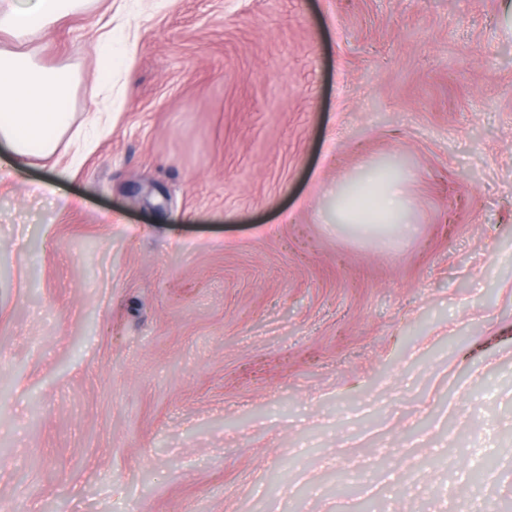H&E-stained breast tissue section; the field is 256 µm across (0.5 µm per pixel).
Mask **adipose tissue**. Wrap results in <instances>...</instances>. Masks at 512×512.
<instances>
[{
  "mask_svg": "<svg viewBox=\"0 0 512 512\" xmlns=\"http://www.w3.org/2000/svg\"><path fill=\"white\" fill-rule=\"evenodd\" d=\"M85 0H0V182L31 159L55 154L60 141L79 163L102 128L93 113L85 133L72 132L75 77L67 67L47 66L24 52L47 27L81 8ZM402 173L370 169L362 182L375 198L373 207L353 205V191L337 198L336 220L343 224H402L410 209Z\"/></svg>",
  "mask_w": 512,
  "mask_h": 512,
  "instance_id": "ef3b65f1",
  "label": "adipose tissue"
}]
</instances>
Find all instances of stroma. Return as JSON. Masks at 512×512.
Returning a JSON list of instances; mask_svg holds the SVG:
<instances>
[{
  "label": "stroma",
  "instance_id": "obj_1",
  "mask_svg": "<svg viewBox=\"0 0 512 512\" xmlns=\"http://www.w3.org/2000/svg\"><path fill=\"white\" fill-rule=\"evenodd\" d=\"M109 21V134L0 195V500L512 512V0H88L79 124ZM388 164L401 233L326 223ZM135 48V43L129 38L124 41L114 40V30L111 28L107 35L98 41L96 47L99 78L106 83L112 82L114 68L127 62Z\"/></svg>",
  "mask_w": 512,
  "mask_h": 512
}]
</instances>
